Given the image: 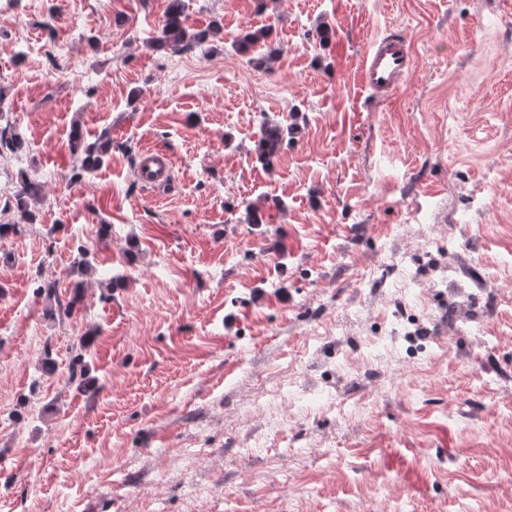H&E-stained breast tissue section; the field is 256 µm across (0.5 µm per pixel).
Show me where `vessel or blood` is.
I'll use <instances>...</instances> for the list:
<instances>
[{"instance_id":"b4317fda","label":"vessel or blood","mask_w":512,"mask_h":512,"mask_svg":"<svg viewBox=\"0 0 512 512\" xmlns=\"http://www.w3.org/2000/svg\"><path fill=\"white\" fill-rule=\"evenodd\" d=\"M413 65L410 41L400 34H386L373 41L366 50L361 83L372 97L387 99L407 78ZM136 175L142 184L150 187L168 184L173 176L170 155L160 150H146L138 157Z\"/></svg>"}]
</instances>
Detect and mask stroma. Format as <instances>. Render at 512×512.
I'll list each match as a JSON object with an SVG mask.
<instances>
[{
  "label": "stroma",
  "instance_id": "1",
  "mask_svg": "<svg viewBox=\"0 0 512 512\" xmlns=\"http://www.w3.org/2000/svg\"><path fill=\"white\" fill-rule=\"evenodd\" d=\"M168 3L0 0V512H512V0H184L223 24L191 53L157 45ZM388 31L415 64L379 101ZM76 127L113 144L79 179ZM43 281L78 313L46 320ZM413 65L411 42L403 35L387 33L373 41L366 50L361 83L372 97L385 100L400 87ZM291 123H282L265 118L259 127V137L255 147L256 160L269 165L295 138L299 125L297 116H292ZM136 175L143 185L158 188L168 184L173 176L171 157L164 151L148 149L140 154ZM22 187L15 197L16 209L28 223L36 221L35 214L30 210V202L36 200L41 192V185L27 175H21ZM92 342L93 334L86 333L85 336L80 337L76 347L71 348V354H73L70 360L71 380L78 379V386L86 390L98 388L96 379L89 375L87 364L84 363V358Z\"/></svg>",
  "mask_w": 512,
  "mask_h": 512
}]
</instances>
